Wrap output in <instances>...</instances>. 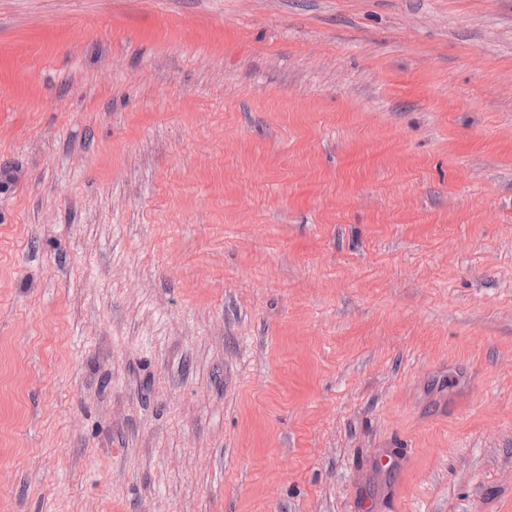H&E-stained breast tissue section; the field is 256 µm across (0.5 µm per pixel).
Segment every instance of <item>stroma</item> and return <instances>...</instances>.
<instances>
[{
  "instance_id": "1",
  "label": "stroma",
  "mask_w": 512,
  "mask_h": 512,
  "mask_svg": "<svg viewBox=\"0 0 512 512\" xmlns=\"http://www.w3.org/2000/svg\"><path fill=\"white\" fill-rule=\"evenodd\" d=\"M1 165L0 512H512V0H0Z\"/></svg>"
}]
</instances>
